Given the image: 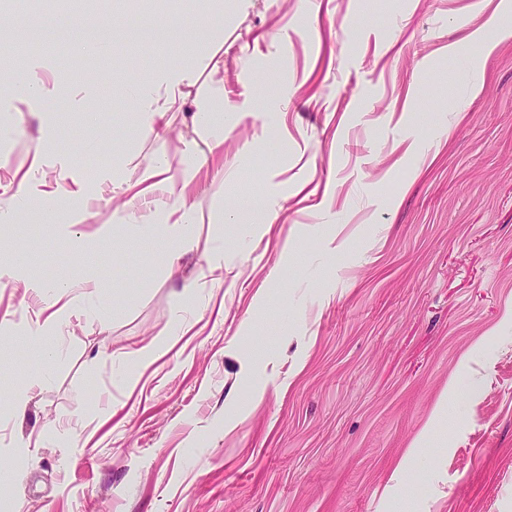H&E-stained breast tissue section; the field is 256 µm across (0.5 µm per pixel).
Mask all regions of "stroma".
Masks as SVG:
<instances>
[{
	"label": "stroma",
	"mask_w": 512,
	"mask_h": 512,
	"mask_svg": "<svg viewBox=\"0 0 512 512\" xmlns=\"http://www.w3.org/2000/svg\"><path fill=\"white\" fill-rule=\"evenodd\" d=\"M141 11L179 33L130 41ZM503 16L512 0H112L108 54L23 53L69 90L20 116L0 93V264L33 285L0 279V512H512V40L450 53ZM135 80L159 103L178 83L163 138L134 126ZM219 82L224 187L188 192L194 245L171 266L124 231L122 187L182 166ZM36 153L22 208L9 181ZM243 197L251 224L278 209L269 234L225 225ZM219 233L224 283L195 285ZM81 278L107 324L37 290ZM163 346L164 344L161 342L151 343L147 346L141 347L134 353L129 354L126 357H123L121 361V367H123V371L120 374V377L123 380H126L128 378L127 367L130 363L141 368L150 365L159 357Z\"/></svg>",
	"instance_id": "stroma-1"
}]
</instances>
